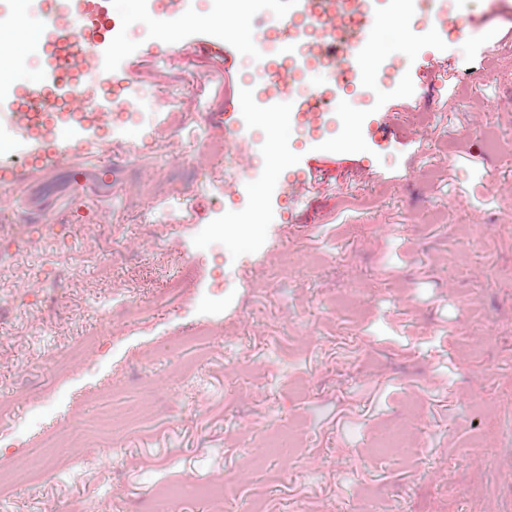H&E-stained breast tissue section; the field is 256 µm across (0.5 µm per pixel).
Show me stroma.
<instances>
[{"label": "stroma", "instance_id": "1", "mask_svg": "<svg viewBox=\"0 0 512 512\" xmlns=\"http://www.w3.org/2000/svg\"><path fill=\"white\" fill-rule=\"evenodd\" d=\"M106 6L137 110L46 178L0 182V460L34 467L0 512H512V17L460 39L452 22L487 0L409 5L407 41L368 39L355 94L280 167V125L250 115L254 58L280 48L250 12L183 0L214 42L229 19L224 61ZM309 161L312 189L290 194ZM42 224L65 243L31 239ZM130 407L108 440L48 445ZM394 428L403 448L378 454ZM82 455L101 467L72 476Z\"/></svg>", "mask_w": 512, "mask_h": 512}]
</instances>
